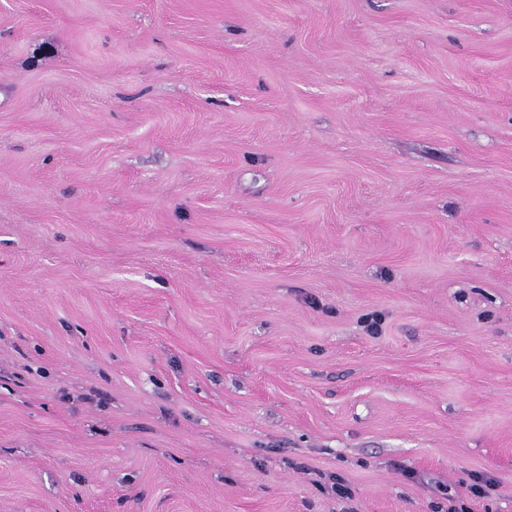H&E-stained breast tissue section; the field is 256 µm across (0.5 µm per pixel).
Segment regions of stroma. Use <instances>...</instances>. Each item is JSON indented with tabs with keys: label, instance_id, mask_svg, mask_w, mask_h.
Returning a JSON list of instances; mask_svg holds the SVG:
<instances>
[{
	"label": "stroma",
	"instance_id": "35a3bbf8",
	"mask_svg": "<svg viewBox=\"0 0 512 512\" xmlns=\"http://www.w3.org/2000/svg\"><path fill=\"white\" fill-rule=\"evenodd\" d=\"M453 498L512 512V0H0V512Z\"/></svg>",
	"mask_w": 512,
	"mask_h": 512
}]
</instances>
